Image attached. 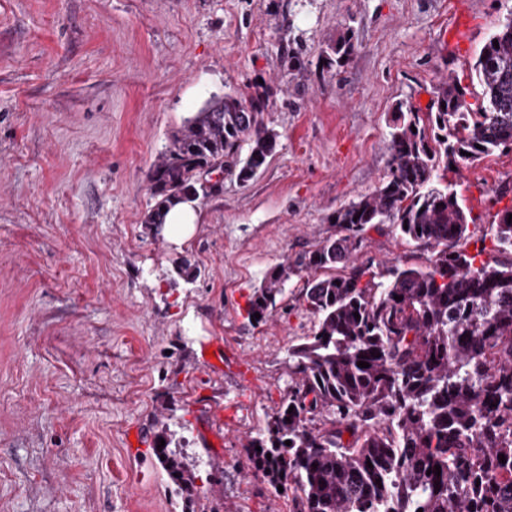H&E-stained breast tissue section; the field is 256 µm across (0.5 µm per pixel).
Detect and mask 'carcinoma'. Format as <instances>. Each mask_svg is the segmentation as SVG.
I'll return each instance as SVG.
<instances>
[{"label":"carcinoma","mask_w":512,"mask_h":512,"mask_svg":"<svg viewBox=\"0 0 512 512\" xmlns=\"http://www.w3.org/2000/svg\"><path fill=\"white\" fill-rule=\"evenodd\" d=\"M349 49L336 43L326 69L344 67ZM469 77L479 103L450 74L427 119L397 113L387 178L336 211L339 232L274 267L249 299L258 324L297 276L317 317L313 334L288 349L294 386L244 445L248 470L283 487L289 512H512V259L459 248L468 215L447 180L453 165L512 149V12ZM267 108L265 92L226 94L187 120L150 172L157 202L147 223H163L213 170L253 177L276 143ZM511 214L499 211L490 227L500 255L512 256ZM380 224L433 248L430 264L383 275L356 261L362 233ZM163 438L153 453L193 505L196 467Z\"/></svg>","instance_id":"obj_1"}]
</instances>
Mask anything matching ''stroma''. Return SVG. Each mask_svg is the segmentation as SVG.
Here are the masks:
<instances>
[{
  "instance_id": "obj_1",
  "label": "stroma",
  "mask_w": 512,
  "mask_h": 512,
  "mask_svg": "<svg viewBox=\"0 0 512 512\" xmlns=\"http://www.w3.org/2000/svg\"><path fill=\"white\" fill-rule=\"evenodd\" d=\"M512 0H0V512H185L152 453L223 494L220 512H288L243 447L292 386L317 320L294 277L252 325L275 265L334 232L388 173L399 105L426 114L467 78ZM350 37L338 75L328 45ZM266 87L277 146L249 181L200 197L194 237L145 223L148 174L213 99ZM473 249L512 205V151L449 171ZM430 249L363 234L374 269ZM220 360L206 362L204 349ZM141 445L126 447L124 432Z\"/></svg>"
}]
</instances>
